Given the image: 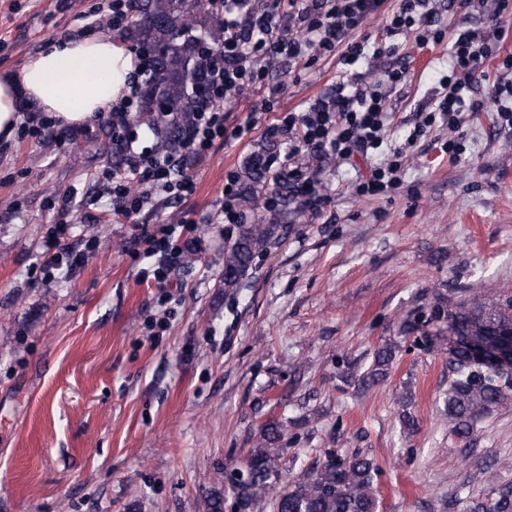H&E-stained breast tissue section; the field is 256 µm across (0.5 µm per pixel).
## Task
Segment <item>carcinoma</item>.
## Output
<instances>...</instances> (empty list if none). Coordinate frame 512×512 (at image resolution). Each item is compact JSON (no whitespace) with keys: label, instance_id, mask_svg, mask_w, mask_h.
<instances>
[{"label":"carcinoma","instance_id":"carcinoma-1","mask_svg":"<svg viewBox=\"0 0 512 512\" xmlns=\"http://www.w3.org/2000/svg\"><path fill=\"white\" fill-rule=\"evenodd\" d=\"M206 0H131L136 22L126 27L131 47L146 54L161 52L160 66L150 70L144 88L143 108L136 121L154 133L165 153L176 155L187 145L193 115L211 105L208 96L205 39L217 44L221 26L205 12ZM202 29L206 38L194 35ZM164 98L169 107L161 118L154 116L156 101ZM272 147H264L248 158L245 199L257 203L269 187V159ZM279 230L277 224H242L233 242L224 246V287L234 288L252 268L255 258ZM433 319L448 327V334L483 336L490 331L512 327V295L503 293L493 301L464 291L454 308L437 303ZM398 346L386 343L372 352L371 361L356 377L340 376L344 384L355 382L367 391L384 381L396 361ZM452 377L445 406L452 432L464 437L476 420L512 399V378L472 359L466 348L448 344ZM287 452L284 425L268 421L261 425L255 446L248 450L240 467L248 472L244 481L224 475V490L215 491L204 502L205 512H224L226 497L232 498L233 512H256L263 503L272 512H377L375 486L378 467L373 459L358 453L348 458L333 453L316 472L289 486L280 485L282 460ZM468 512H512V484L489 476L486 493L471 500Z\"/></svg>","mask_w":512,"mask_h":512}]
</instances>
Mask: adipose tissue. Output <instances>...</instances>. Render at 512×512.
<instances>
[{
	"instance_id": "1",
	"label": "adipose tissue",
	"mask_w": 512,
	"mask_h": 512,
	"mask_svg": "<svg viewBox=\"0 0 512 512\" xmlns=\"http://www.w3.org/2000/svg\"><path fill=\"white\" fill-rule=\"evenodd\" d=\"M137 66L127 45L109 36L49 44L18 72L0 77V139L13 136L24 97L68 125L109 113Z\"/></svg>"
}]
</instances>
